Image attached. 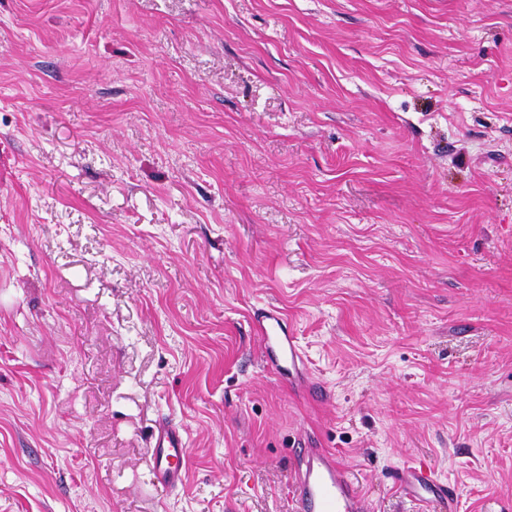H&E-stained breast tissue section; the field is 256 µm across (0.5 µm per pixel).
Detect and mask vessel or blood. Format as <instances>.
I'll use <instances>...</instances> for the list:
<instances>
[{
  "label": "vessel or blood",
  "mask_w": 512,
  "mask_h": 512,
  "mask_svg": "<svg viewBox=\"0 0 512 512\" xmlns=\"http://www.w3.org/2000/svg\"><path fill=\"white\" fill-rule=\"evenodd\" d=\"M256 327L268 364L276 373L303 369L305 356L282 313L273 306L259 309ZM151 474L157 486L175 490L182 486L189 460L185 431L159 422L148 450ZM390 477L405 496L417 501L422 512H451L455 492L423 461L395 467ZM293 512H372L348 471L328 449L308 441L298 448L292 495Z\"/></svg>",
  "instance_id": "1"
}]
</instances>
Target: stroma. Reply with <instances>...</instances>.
<instances>
[{
    "label": "stroma",
    "instance_id": "obj_1",
    "mask_svg": "<svg viewBox=\"0 0 512 512\" xmlns=\"http://www.w3.org/2000/svg\"><path fill=\"white\" fill-rule=\"evenodd\" d=\"M306 437L512 512V0H0V512H291ZM255 321L267 363L276 373L282 375L305 367L303 351L276 307L257 310ZM151 474L157 486L176 490L183 485L189 460L185 430L168 421H160L148 448Z\"/></svg>",
    "mask_w": 512,
    "mask_h": 512
}]
</instances>
